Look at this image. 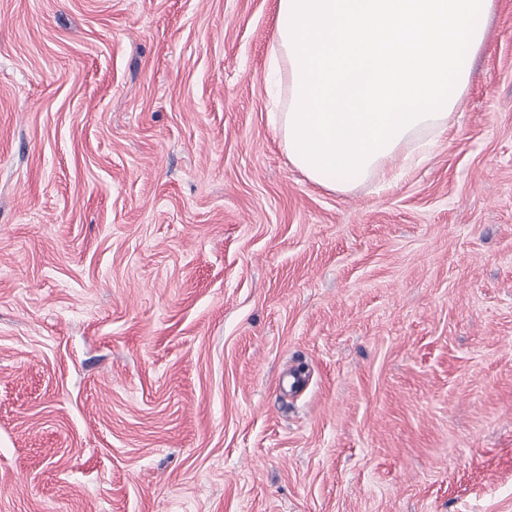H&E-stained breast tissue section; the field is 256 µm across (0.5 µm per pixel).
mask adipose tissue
Returning <instances> with one entry per match:
<instances>
[{"mask_svg": "<svg viewBox=\"0 0 512 512\" xmlns=\"http://www.w3.org/2000/svg\"><path fill=\"white\" fill-rule=\"evenodd\" d=\"M495 0H278L271 113L291 164L341 192L428 159L468 87Z\"/></svg>", "mask_w": 512, "mask_h": 512, "instance_id": "obj_1", "label": "adipose tissue"}]
</instances>
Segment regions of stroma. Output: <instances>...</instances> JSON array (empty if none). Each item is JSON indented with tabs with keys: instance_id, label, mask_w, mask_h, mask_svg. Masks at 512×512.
<instances>
[{
	"instance_id": "obj_1",
	"label": "stroma",
	"mask_w": 512,
	"mask_h": 512,
	"mask_svg": "<svg viewBox=\"0 0 512 512\" xmlns=\"http://www.w3.org/2000/svg\"><path fill=\"white\" fill-rule=\"evenodd\" d=\"M276 24L0 0V512H512V0L348 192L270 121Z\"/></svg>"
}]
</instances>
